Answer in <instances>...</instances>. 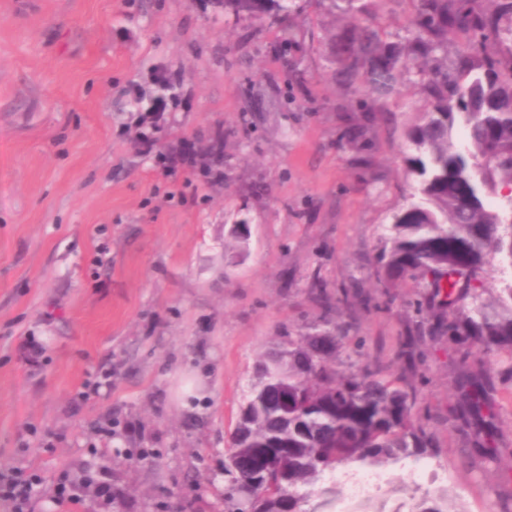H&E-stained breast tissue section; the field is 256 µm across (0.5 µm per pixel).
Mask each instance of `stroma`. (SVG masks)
<instances>
[{
	"instance_id": "35a3bbf8",
	"label": "stroma",
	"mask_w": 512,
	"mask_h": 512,
	"mask_svg": "<svg viewBox=\"0 0 512 512\" xmlns=\"http://www.w3.org/2000/svg\"><path fill=\"white\" fill-rule=\"evenodd\" d=\"M300 4L286 43L214 0H0V486L42 479L0 512H224L256 359L318 324L313 285L350 289L337 368L400 372L419 281L388 311L363 301L382 293L386 229L413 191L405 130L427 102L409 83L382 103L337 86V19ZM352 122L375 131L369 164ZM419 347L440 491L493 512L512 479L448 419L456 346L426 331ZM64 483L83 499L60 501Z\"/></svg>"
}]
</instances>
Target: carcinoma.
Instances as JSON below:
<instances>
[{"label": "carcinoma", "instance_id": "obj_1", "mask_svg": "<svg viewBox=\"0 0 512 512\" xmlns=\"http://www.w3.org/2000/svg\"><path fill=\"white\" fill-rule=\"evenodd\" d=\"M376 0H328L345 24L325 42L331 78L347 89L363 87L389 99L408 80L429 100V110L407 130L411 154L406 173L414 184L409 205L393 216L379 280L392 288L421 280L423 297L412 302L418 320L402 355L407 366L384 374L369 365L336 371V323L331 298L323 299V325L287 336L256 364L254 383L240 407L224 454V512H244L239 485L257 478L264 493L251 512H308L311 489L343 466L388 468L423 459L432 446L430 409L414 384L425 353L416 349L422 328L457 346L459 399L448 409L483 459L502 460L485 420L493 416L489 387L471 368L475 345L508 355L512 381V278L499 280L497 306L481 301L488 259H512V235L504 233L490 196L512 184V0H412L406 34L389 41L373 20ZM238 19L285 17L295 0H220ZM466 40L467 51L448 62V35ZM370 129L357 125L347 144L362 152ZM491 162L475 172L476 163ZM286 453L275 470L269 459ZM445 497L422 500L417 512L452 511Z\"/></svg>", "mask_w": 512, "mask_h": 512}]
</instances>
